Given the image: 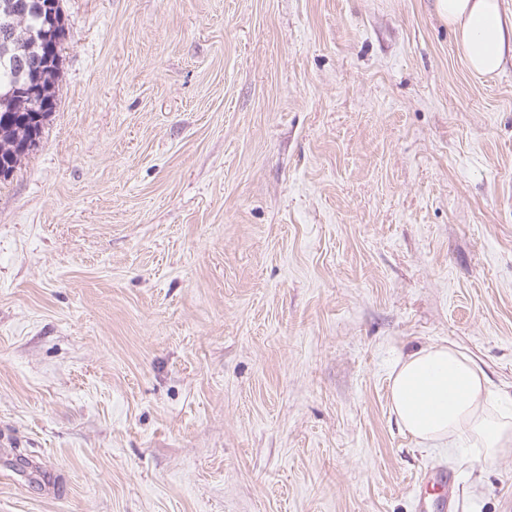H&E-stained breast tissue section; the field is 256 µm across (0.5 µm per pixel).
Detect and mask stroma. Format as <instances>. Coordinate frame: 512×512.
<instances>
[{"label":"stroma","mask_w":512,"mask_h":512,"mask_svg":"<svg viewBox=\"0 0 512 512\" xmlns=\"http://www.w3.org/2000/svg\"><path fill=\"white\" fill-rule=\"evenodd\" d=\"M55 107L0 177V512H413L400 354L512 403V63L432 0H60Z\"/></svg>","instance_id":"stroma-1"}]
</instances>
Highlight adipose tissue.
<instances>
[{
    "label": "adipose tissue",
    "instance_id": "adipose-tissue-1",
    "mask_svg": "<svg viewBox=\"0 0 512 512\" xmlns=\"http://www.w3.org/2000/svg\"><path fill=\"white\" fill-rule=\"evenodd\" d=\"M434 9L455 30L473 73L491 75L512 60V12L501 0H435ZM390 380L391 410L419 445L453 448L465 440L488 461L512 453V407L493 401L482 369L457 348L406 353Z\"/></svg>",
    "mask_w": 512,
    "mask_h": 512
}]
</instances>
